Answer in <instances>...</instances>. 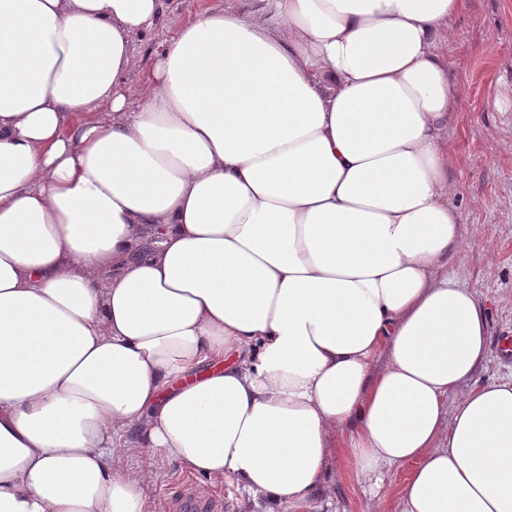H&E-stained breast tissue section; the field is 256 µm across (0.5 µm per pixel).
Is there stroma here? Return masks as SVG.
<instances>
[{
    "mask_svg": "<svg viewBox=\"0 0 512 512\" xmlns=\"http://www.w3.org/2000/svg\"><path fill=\"white\" fill-rule=\"evenodd\" d=\"M195 6L196 0H168L164 18L134 39L137 64L126 79L129 106H136L143 93V63ZM440 53L456 87L448 159L457 174L450 201L462 216V243L454 268L460 283L485 306L493 345L476 375L483 382L512 375V356L496 347L500 336L512 335V0H463ZM136 464L149 472L151 512H167L170 496L186 483L199 498L222 497L224 512H265L236 485L210 483L176 461L145 453ZM408 472L404 466L383 483L362 487L344 455H337L324 493L299 512H388Z\"/></svg>",
    "mask_w": 512,
    "mask_h": 512,
    "instance_id": "35a3bbf8",
    "label": "stroma"
}]
</instances>
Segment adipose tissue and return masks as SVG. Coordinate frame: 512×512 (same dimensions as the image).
Returning a JSON list of instances; mask_svg holds the SVG:
<instances>
[{
	"instance_id": "1",
	"label": "adipose tissue",
	"mask_w": 512,
	"mask_h": 512,
	"mask_svg": "<svg viewBox=\"0 0 512 512\" xmlns=\"http://www.w3.org/2000/svg\"><path fill=\"white\" fill-rule=\"evenodd\" d=\"M0 0V512H148L144 450L253 501L411 464L393 512H512L438 51L462 0ZM459 393L449 407L450 393ZM198 0H169L163 19L144 36L137 37L132 43V50L137 64L126 79V94L130 109H135L144 87V71L142 65L148 60L157 46L167 38L193 13ZM208 1L207 7H215L224 9V6L230 4L235 10L243 13L246 16H263L268 13L267 0H206Z\"/></svg>"
}]
</instances>
